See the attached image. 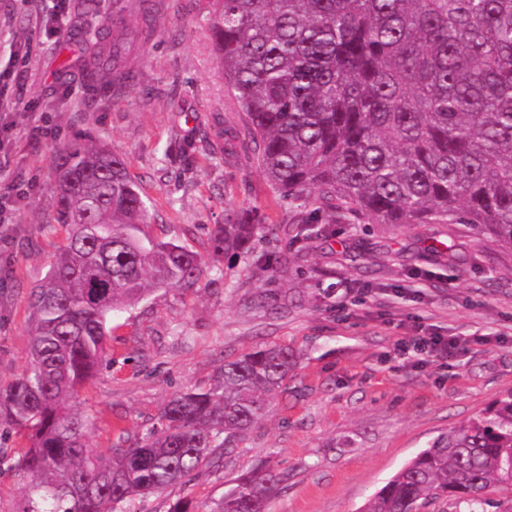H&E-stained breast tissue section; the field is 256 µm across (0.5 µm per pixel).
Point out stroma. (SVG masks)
I'll return each instance as SVG.
<instances>
[{
  "label": "stroma",
  "mask_w": 512,
  "mask_h": 512,
  "mask_svg": "<svg viewBox=\"0 0 512 512\" xmlns=\"http://www.w3.org/2000/svg\"><path fill=\"white\" fill-rule=\"evenodd\" d=\"M0 0V108L14 126L0 137V189L29 190L0 242V388L29 363L28 295L65 243L50 210L52 158L90 140L126 161L153 220L148 232L198 251L195 288L169 290L114 314L107 357L79 389L74 410L88 448L144 439L176 393L208 387L224 361L265 346L293 353L288 391L224 457L190 481L136 499L133 512H167L180 498L209 512L241 477L283 475L269 512H361L368 498L418 452L491 401L512 393V253L478 243L462 224H326L299 241L306 259L287 278L252 272L242 258L210 256L228 210L250 211L272 233L261 255L290 245L291 212L254 159L209 154L215 117L242 130L224 88L206 0H147L153 37L139 44L133 84L89 89L88 31L113 0ZM46 127L40 142L30 126ZM464 346L445 358L397 354L421 333Z\"/></svg>",
  "instance_id": "obj_1"
}]
</instances>
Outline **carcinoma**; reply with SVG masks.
I'll list each match as a JSON object with an SVG mask.
<instances>
[{
	"instance_id": "carcinoma-1",
	"label": "carcinoma",
	"mask_w": 512,
	"mask_h": 512,
	"mask_svg": "<svg viewBox=\"0 0 512 512\" xmlns=\"http://www.w3.org/2000/svg\"><path fill=\"white\" fill-rule=\"evenodd\" d=\"M95 32L85 79H134L127 5ZM253 157L297 211L292 241L319 215L355 224H465L512 251V0H209L203 15ZM50 223L66 233L31 288L30 364L0 390V412L30 432L12 468L32 477L21 512H131L137 495L228 454L287 390L295 360L263 347L226 361L207 389L174 395L160 426L104 457L70 410L103 361L112 314L159 289H187L200 255L148 235V206L126 161L94 143L53 158ZM313 209L306 210V203ZM269 225L229 211L216 259L252 256ZM304 255L256 260L284 277ZM274 471L243 477L211 512H266ZM512 492V394L448 430L403 465L362 512H487Z\"/></svg>"
}]
</instances>
